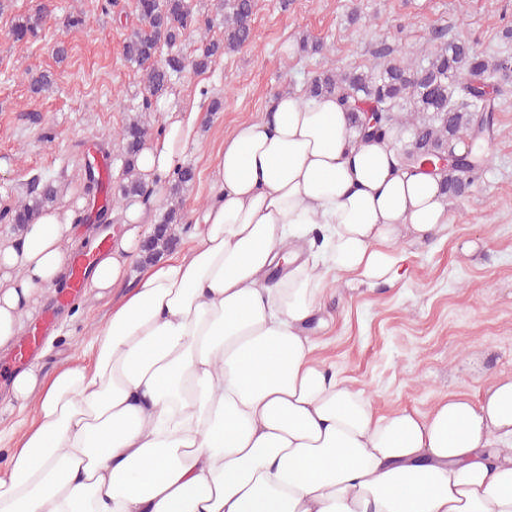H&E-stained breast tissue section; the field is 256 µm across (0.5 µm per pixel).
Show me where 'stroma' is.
<instances>
[{
  "label": "stroma",
  "mask_w": 512,
  "mask_h": 512,
  "mask_svg": "<svg viewBox=\"0 0 512 512\" xmlns=\"http://www.w3.org/2000/svg\"><path fill=\"white\" fill-rule=\"evenodd\" d=\"M41 0H12L0 14V210L17 205L32 178L57 180L58 202L82 199L84 157L106 155L110 180L122 179L120 147L113 134L140 117L161 129L165 109L202 110L201 144L189 154L194 178L181 192L186 211L211 193L216 153L226 136L258 118L281 90H306L327 69L373 67L377 43L397 57L431 61L444 38L477 44L490 57L512 55V0H255L254 46L224 55L209 69L185 70L171 79L152 111L142 109L141 67L128 63L123 41L141 27L136 0H52L53 15L38 36L13 34L15 19ZM84 14L72 29L70 15ZM326 43L321 55L302 52L303 38ZM67 57L58 60L57 45ZM50 74L51 85L30 89L31 75ZM224 108L211 112L212 98ZM488 139L489 163L473 176L469 193L449 202V223L432 238L404 239L396 280L372 284L348 275L330 282L319 316L305 329L319 342L316 355L354 388L370 395L380 412H427L443 396L479 399L493 378L512 377V93L499 98ZM78 295L57 308L51 351L33 359L42 376L82 362L70 325L102 321L113 302ZM0 351V433L30 424L35 408L8 412L16 371Z\"/></svg>",
  "instance_id": "35a3bbf8"
}]
</instances>
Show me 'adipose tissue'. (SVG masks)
<instances>
[{
	"instance_id": "obj_1",
	"label": "adipose tissue",
	"mask_w": 512,
	"mask_h": 512,
	"mask_svg": "<svg viewBox=\"0 0 512 512\" xmlns=\"http://www.w3.org/2000/svg\"><path fill=\"white\" fill-rule=\"evenodd\" d=\"M201 125L169 112L139 156L151 195L124 201L87 283L125 291L88 333L91 365L13 378L38 421L14 440L0 512H512V378L381 414L302 331L329 274L394 280L402 240L447 224L442 176L400 164L404 134L363 138L336 97L285 91L225 137L191 247L141 263ZM77 219L53 207L0 237V350L67 280ZM309 226L323 245L305 259Z\"/></svg>"
}]
</instances>
